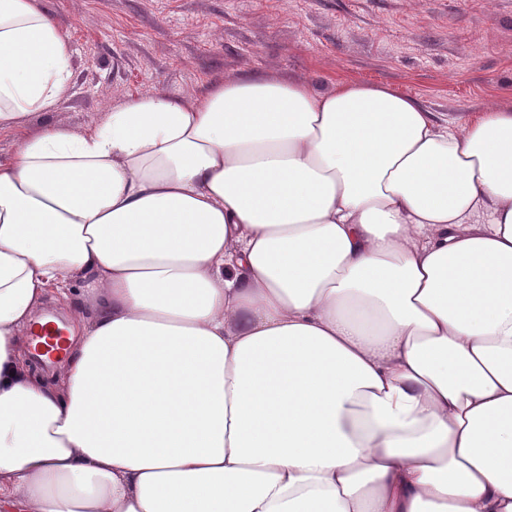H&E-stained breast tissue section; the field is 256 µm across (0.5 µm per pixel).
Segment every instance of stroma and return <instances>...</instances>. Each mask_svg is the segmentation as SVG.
<instances>
[{"mask_svg": "<svg viewBox=\"0 0 512 512\" xmlns=\"http://www.w3.org/2000/svg\"><path fill=\"white\" fill-rule=\"evenodd\" d=\"M45 3L74 51L55 115L74 128L126 98L248 76L383 84L439 119L512 109V0Z\"/></svg>", "mask_w": 512, "mask_h": 512, "instance_id": "stroma-1", "label": "stroma"}]
</instances>
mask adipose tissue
I'll use <instances>...</instances> for the list:
<instances>
[{"label":"adipose tissue","instance_id":"adipose-tissue-1","mask_svg":"<svg viewBox=\"0 0 512 512\" xmlns=\"http://www.w3.org/2000/svg\"><path fill=\"white\" fill-rule=\"evenodd\" d=\"M71 57L42 0H0V130L55 110ZM0 512H512V110L238 78L21 139ZM60 335L58 329L51 322L35 325L31 329V339L36 342V350L41 349L42 355L47 358L53 355L59 358L65 351L66 341Z\"/></svg>","mask_w":512,"mask_h":512}]
</instances>
